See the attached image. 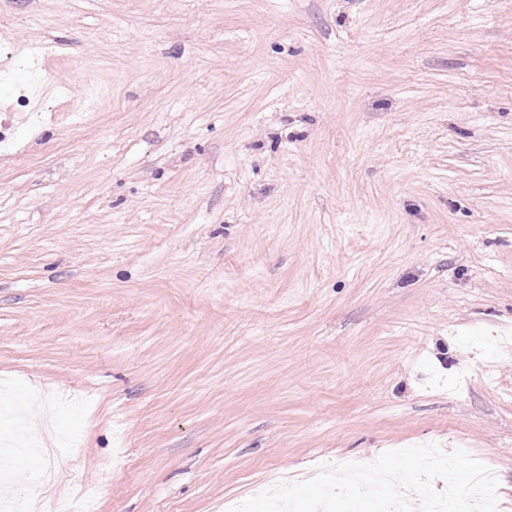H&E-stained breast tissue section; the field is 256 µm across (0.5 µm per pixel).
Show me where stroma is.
Returning a JSON list of instances; mask_svg holds the SVG:
<instances>
[{"label":"stroma","mask_w":512,"mask_h":512,"mask_svg":"<svg viewBox=\"0 0 512 512\" xmlns=\"http://www.w3.org/2000/svg\"><path fill=\"white\" fill-rule=\"evenodd\" d=\"M0 130L6 496L36 429L97 512L462 435L512 512V0H0Z\"/></svg>","instance_id":"stroma-1"}]
</instances>
